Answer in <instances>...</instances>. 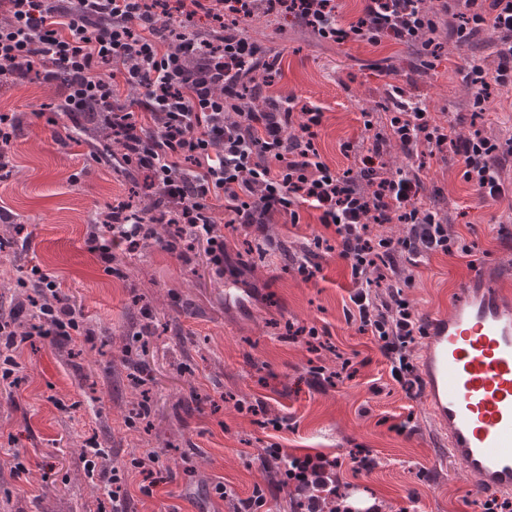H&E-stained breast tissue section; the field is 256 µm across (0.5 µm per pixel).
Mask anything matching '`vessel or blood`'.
<instances>
[{
    "mask_svg": "<svg viewBox=\"0 0 512 512\" xmlns=\"http://www.w3.org/2000/svg\"><path fill=\"white\" fill-rule=\"evenodd\" d=\"M422 402L446 453L486 494L512 490V291L485 279L459 286L425 318Z\"/></svg>",
    "mask_w": 512,
    "mask_h": 512,
    "instance_id": "b4317fda",
    "label": "vessel or blood"
}]
</instances>
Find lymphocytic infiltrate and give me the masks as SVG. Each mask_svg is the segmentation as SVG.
Here are the masks:
<instances>
[{"instance_id": "obj_1", "label": "lymphocytic infiltrate", "mask_w": 512, "mask_h": 512, "mask_svg": "<svg viewBox=\"0 0 512 512\" xmlns=\"http://www.w3.org/2000/svg\"><path fill=\"white\" fill-rule=\"evenodd\" d=\"M453 15L443 23L444 15ZM290 17L315 36L339 44L379 45L390 40L414 45L424 69H432L439 32L464 48L482 31L500 32L495 67L468 60L462 80L473 97L472 119L483 117L490 100L512 92V0H363L354 21H338L339 0H0V85L18 84L39 72L44 83H60L63 109L73 125L87 118L110 122L115 161L160 189L176 235L157 238L175 252L188 232L210 264L223 269L221 224L243 232L275 218L296 224L301 210H314L331 237L314 236L297 259V271L311 280L320 270V249L336 246L351 269L358 330L371 334L408 398H417L423 380L413 362L424 334L403 291L402 264L417 265L432 253L470 255L448 220L428 203L422 168L387 169L381 158L394 142L407 158L452 151L462 177L485 199L499 200L506 186L502 164L512 158V137L482 129L456 134L455 120L440 121L424 100L393 87L386 107L389 138L374 137L369 149L343 143L354 167L336 171L322 155L320 107L297 95L273 97L268 108L225 117L235 106L238 83L263 71H281V53L264 49L246 25L255 17ZM180 45L170 51L168 40ZM196 57L187 70L186 56ZM251 81V79H250ZM256 94L263 85L252 82ZM148 213L116 200L92 220L85 245L104 263L112 247L137 252L151 223ZM399 223L398 238L374 235L377 224ZM33 282L55 293V304L38 307L30 333L18 332L0 315V380L19 386L16 353L30 336L71 338L81 333L82 312L59 283L39 268ZM275 465L280 486L289 488V512H382L379 503L361 505L343 491L337 459L302 457L270 446L263 458Z\"/></svg>"}]
</instances>
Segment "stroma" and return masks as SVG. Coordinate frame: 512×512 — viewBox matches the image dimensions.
Returning a JSON list of instances; mask_svg holds the SVG:
<instances>
[{
    "instance_id": "1",
    "label": "stroma",
    "mask_w": 512,
    "mask_h": 512,
    "mask_svg": "<svg viewBox=\"0 0 512 512\" xmlns=\"http://www.w3.org/2000/svg\"><path fill=\"white\" fill-rule=\"evenodd\" d=\"M248 32L282 54L270 95L294 94L323 108L320 145L339 170L352 164L342 143L366 136L363 112H371L374 132L387 134L382 104L392 83L425 98L432 112L454 113L458 132L468 133L472 97L457 69L473 56L492 60L495 42L491 31L464 49L444 41L426 71L416 48L403 44L337 45L300 23L266 17L249 22ZM59 93L38 79L0 89V113L24 115L10 148L11 173L0 179V207L26 227L0 250V311L14 305L10 284L18 273L37 266L57 278L106 345L97 351L80 336H36L20 347L25 380L0 386V512H108L115 467L128 471L129 512H232L236 499L257 488L274 491L268 512H288V489H276L275 469L261 461L273 444L289 454L338 458L354 498L380 501L386 512H486L478 478L445 456L422 402L406 397L371 336L350 323L346 261L323 251L321 272L308 281L299 275L296 258L323 231L315 219L267 225L272 245L265 251L224 228V275L201 251L181 259L152 245L134 254L118 248L108 266L90 253L89 215L127 198L136 178L118 164L90 160L87 141L56 142L40 111ZM423 163L428 196L472 249L466 257L434 253L410 267L406 293L424 317L446 310L471 278L512 288V223L499 221L512 208V161L502 172L508 192L497 201L482 200L463 180L456 157L427 156ZM228 286L236 292L230 300ZM147 321L158 331L141 356L154 378L149 422L132 425L129 408L140 389L121 358ZM292 323L324 331L328 348L312 353L288 342ZM346 361L352 377L333 387L310 385L313 371H338ZM258 400L285 426L273 429L237 409ZM402 422L406 431H397ZM92 437L106 443L108 458L90 473L83 450ZM356 448L375 459L373 469H353L349 453ZM149 450L158 453L163 477L150 498L130 467ZM18 455L22 473L14 468ZM219 484L228 497L216 492Z\"/></svg>"
}]
</instances>
